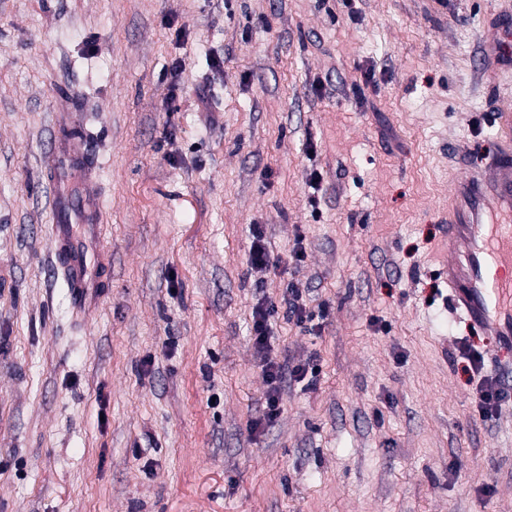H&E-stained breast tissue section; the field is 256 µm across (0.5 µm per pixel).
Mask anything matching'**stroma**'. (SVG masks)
<instances>
[{
  "label": "stroma",
  "mask_w": 512,
  "mask_h": 512,
  "mask_svg": "<svg viewBox=\"0 0 512 512\" xmlns=\"http://www.w3.org/2000/svg\"><path fill=\"white\" fill-rule=\"evenodd\" d=\"M501 19L512 0H0V512H512V401L482 418L463 356L512 389V349L442 266L448 191L512 113ZM61 116L108 226L89 310L51 266ZM291 283L327 315L275 316L273 353L322 372L267 425L249 326Z\"/></svg>",
  "instance_id": "35a3bbf8"
}]
</instances>
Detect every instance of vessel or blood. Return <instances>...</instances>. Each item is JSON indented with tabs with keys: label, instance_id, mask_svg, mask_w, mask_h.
<instances>
[{
	"label": "vessel or blood",
	"instance_id": "b4317fda",
	"mask_svg": "<svg viewBox=\"0 0 512 512\" xmlns=\"http://www.w3.org/2000/svg\"><path fill=\"white\" fill-rule=\"evenodd\" d=\"M498 150L491 163L471 169L450 189L445 216L448 244V288L451 303L468 321L512 347V113L495 118ZM72 132H60L54 165L56 173H70L82 165L83 155ZM51 227L56 268L79 305L97 298L101 273L108 261L102 254L87 255L80 239L101 240L106 227L98 198L85 197L82 224L73 227L64 189H57Z\"/></svg>",
	"mask_w": 512,
	"mask_h": 512
}]
</instances>
